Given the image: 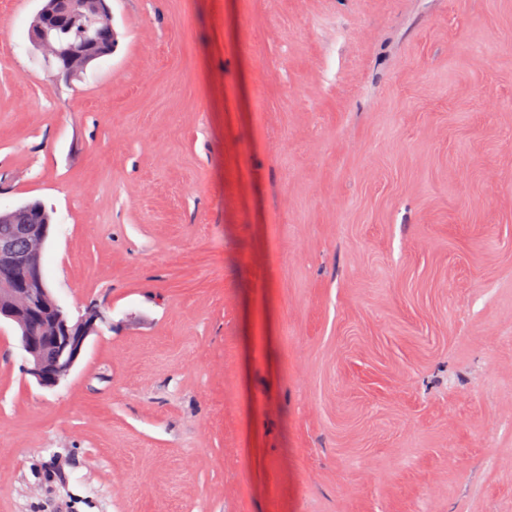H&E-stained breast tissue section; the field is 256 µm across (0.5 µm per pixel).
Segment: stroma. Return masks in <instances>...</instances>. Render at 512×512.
I'll list each match as a JSON object with an SVG mask.
<instances>
[{
	"label": "stroma",
	"instance_id": "1",
	"mask_svg": "<svg viewBox=\"0 0 512 512\" xmlns=\"http://www.w3.org/2000/svg\"><path fill=\"white\" fill-rule=\"evenodd\" d=\"M0 0V204L108 321L0 325V512H512V0ZM112 0H38L29 27L34 55L50 63L66 81L86 73L93 63L108 57L118 47L112 26ZM59 32L74 33L60 41Z\"/></svg>",
	"mask_w": 512,
	"mask_h": 512
}]
</instances>
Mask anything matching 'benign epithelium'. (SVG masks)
<instances>
[{"label":"benign epithelium","mask_w":512,"mask_h":512,"mask_svg":"<svg viewBox=\"0 0 512 512\" xmlns=\"http://www.w3.org/2000/svg\"><path fill=\"white\" fill-rule=\"evenodd\" d=\"M29 27L34 55L59 77H80L118 47L111 0H38ZM72 33L66 41L58 33ZM45 205L24 201L0 207V321L9 322L26 354L25 372L38 386L52 389L66 379L82 356L89 336L106 323L95 305L73 319L43 276L41 246L50 237Z\"/></svg>","instance_id":"benign-epithelium-1"}]
</instances>
